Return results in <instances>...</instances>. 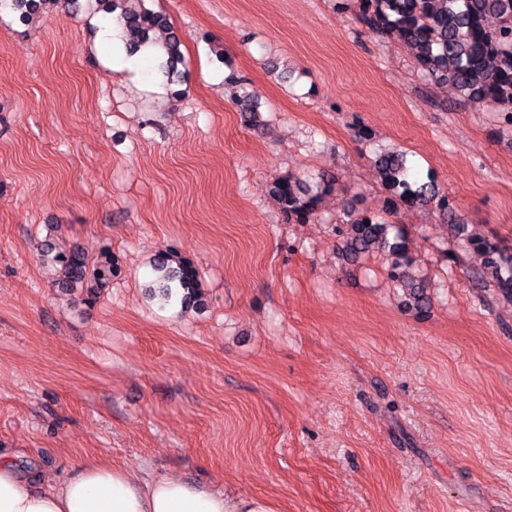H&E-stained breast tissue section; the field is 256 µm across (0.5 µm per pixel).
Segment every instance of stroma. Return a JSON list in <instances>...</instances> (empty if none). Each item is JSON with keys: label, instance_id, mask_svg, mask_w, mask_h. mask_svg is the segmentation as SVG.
<instances>
[{"label": "stroma", "instance_id": "1", "mask_svg": "<svg viewBox=\"0 0 512 512\" xmlns=\"http://www.w3.org/2000/svg\"><path fill=\"white\" fill-rule=\"evenodd\" d=\"M146 5L181 37L177 91L157 57L113 59L112 17L87 0L0 10V452L276 512H512V302L432 206L396 217L426 315L383 257L336 251L347 207H380L374 161L393 148L512 254V127L335 0ZM289 172L333 180L314 222L271 199ZM74 248L119 259L95 304L60 288L50 254ZM159 257L194 265L198 304L151 297ZM6 1L4 5L19 13L23 21H27L34 15L47 14L50 7L57 6L62 0H1ZM0 1V5H1Z\"/></svg>", "mask_w": 512, "mask_h": 512}]
</instances>
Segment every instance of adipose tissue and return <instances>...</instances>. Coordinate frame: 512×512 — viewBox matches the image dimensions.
I'll list each match as a JSON object with an SVG mask.
<instances>
[{
  "instance_id": "adipose-tissue-1",
  "label": "adipose tissue",
  "mask_w": 512,
  "mask_h": 512,
  "mask_svg": "<svg viewBox=\"0 0 512 512\" xmlns=\"http://www.w3.org/2000/svg\"><path fill=\"white\" fill-rule=\"evenodd\" d=\"M0 512H275L262 497L230 498L177 477L140 478L111 462H80L63 475L21 474L0 455Z\"/></svg>"
}]
</instances>
